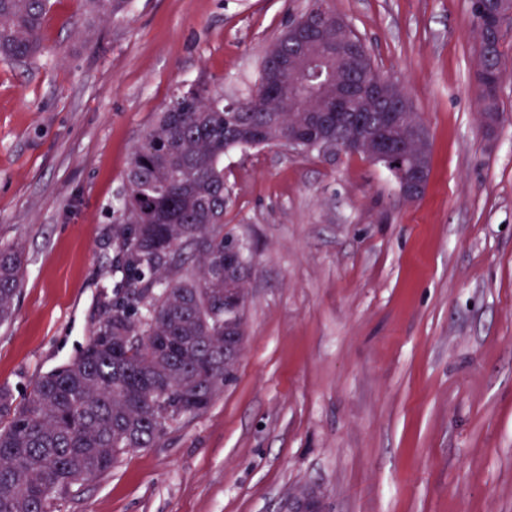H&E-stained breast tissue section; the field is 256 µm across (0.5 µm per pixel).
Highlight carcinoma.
Listing matches in <instances>:
<instances>
[{
    "mask_svg": "<svg viewBox=\"0 0 512 512\" xmlns=\"http://www.w3.org/2000/svg\"><path fill=\"white\" fill-rule=\"evenodd\" d=\"M125 0H84L101 19ZM50 0H0V58L30 64L43 52ZM475 67L506 71L502 35L479 41ZM305 38L285 30L267 54L281 55ZM350 73L379 74L356 50ZM256 96L227 107L205 85L180 89L137 143L126 174L125 223L119 225L120 275L112 300L86 346L42 377L20 403L0 388V512H47V501L107 473L135 448L158 444L176 423L203 414L224 388V330L245 335L247 303L224 304V291L246 289L245 243L224 232V153L230 148L288 145V127L308 118L313 92L294 88L303 111L283 106L290 75L261 64ZM336 123L310 126L300 151L345 140ZM401 163L429 171V142L401 143ZM238 249L224 271V249ZM24 263L0 245V326L12 318Z\"/></svg>",
    "mask_w": 512,
    "mask_h": 512,
    "instance_id": "1",
    "label": "carcinoma"
}]
</instances>
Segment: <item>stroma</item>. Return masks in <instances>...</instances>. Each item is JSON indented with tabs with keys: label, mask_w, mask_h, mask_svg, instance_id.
I'll return each mask as SVG.
<instances>
[{
	"label": "stroma",
	"mask_w": 512,
	"mask_h": 512,
	"mask_svg": "<svg viewBox=\"0 0 512 512\" xmlns=\"http://www.w3.org/2000/svg\"><path fill=\"white\" fill-rule=\"evenodd\" d=\"M425 127L426 191L359 154L224 155L246 339L207 411L48 512H512V76L487 132L469 0H332ZM310 0H52L42 56L0 60V244L24 260L0 386L24 398L112 297L114 205L185 85L231 100ZM86 11L101 19L116 17L124 8L125 0H84Z\"/></svg>",
	"instance_id": "stroma-1"
}]
</instances>
